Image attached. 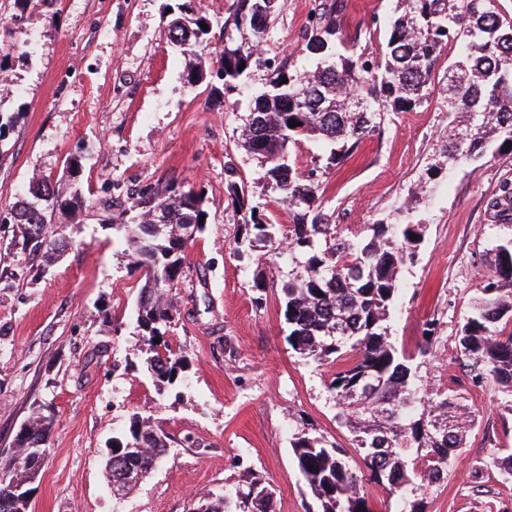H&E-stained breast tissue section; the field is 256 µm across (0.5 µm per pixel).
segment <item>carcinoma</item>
Returning <instances> with one entry per match:
<instances>
[{
	"mask_svg": "<svg viewBox=\"0 0 512 512\" xmlns=\"http://www.w3.org/2000/svg\"><path fill=\"white\" fill-rule=\"evenodd\" d=\"M275 0H236L234 20L224 24L226 45L219 52L215 77L227 92L243 85L259 61ZM213 25L200 11L175 18L168 40L184 56L198 57ZM386 50L380 56L352 54L341 39L342 27L330 6L309 31L306 51L320 60L313 69L279 67L264 89L252 97L250 118L240 133L241 146L265 162L264 178L288 205V260L294 267L282 286L288 343L304 359L336 362L327 385L337 419L352 435L361 458L348 456L314 428L293 435L297 468L318 502V512H376L367 486L377 485L421 512L419 491L444 482L448 468L464 448L466 398L453 388L425 391L416 383V363L427 355L436 322H424L418 352L398 350L389 318L399 296L400 268L413 261L419 225L372 224L369 234H345L324 211L319 185L288 164V144L318 138L332 145L330 160L351 156L387 112H411L427 98L443 56L454 55L442 80L446 112L453 115L445 145L448 168L468 164L494 146L512 154V17L497 0H398L397 12L384 20ZM245 68H240V64ZM296 127H290V124ZM244 208L243 255L275 242L268 223L232 188ZM74 198L64 186L32 182L28 196L14 206L23 242L48 259L60 244L47 236L46 214L64 211ZM203 194L168 185L133 199L137 222L127 225L130 257L145 270L135 310L141 330L139 352L158 394L183 381L185 356L172 349L167 335L173 323V289L184 268L187 224L205 214ZM495 216H512V185H504L490 203ZM492 275L477 289L460 329V364L469 384L481 388L493 380L512 412V238L491 249ZM54 416L35 409L17 433L16 453L0 460V512H29L12 488L39 475ZM112 481L122 496L153 471L168 453V437L137 412L112 438ZM246 489L214 499L201 498L199 512H276L275 489L252 471Z\"/></svg>",
	"mask_w": 512,
	"mask_h": 512,
	"instance_id": "cac0c4a2",
	"label": "carcinoma"
}]
</instances>
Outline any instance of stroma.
Returning <instances> with one entry per match:
<instances>
[{
    "mask_svg": "<svg viewBox=\"0 0 512 512\" xmlns=\"http://www.w3.org/2000/svg\"><path fill=\"white\" fill-rule=\"evenodd\" d=\"M335 5L355 52L380 53L397 0H276L269 34L248 87L215 79L223 23L236 0H39L18 12L0 0V454L32 410L55 423L34 484L30 512H192L200 497L223 495L245 470L276 489V512H317L290 442L300 421L350 448L327 384L336 366L303 360L288 344L281 285L288 278V206L267 185L260 159L240 145L250 90L274 69L316 66L307 34ZM213 21L209 48L194 61L166 38L187 9ZM201 65L208 77L189 85ZM440 86L422 106L388 113L347 161L329 147L290 145L298 173L315 172L333 223L359 233L411 216L421 226L412 264L390 317L398 346L417 351L423 324L437 338L418 370L425 390L454 385L477 418L445 482L421 491L424 512H512V484L498 466L512 448V413L495 383L472 389L456 358L464 313L490 274L488 249L512 238L490 201L512 183V156L486 154L430 175L448 136ZM82 172L79 203L54 212L48 228L65 244L34 257L9 208L32 180L65 182L71 158ZM176 184L202 191L204 229L187 248L168 334L183 351L186 383L159 397L135 352L134 312L145 272L128 256L120 214L132 197ZM244 186L278 234L274 247L238 258L243 212L231 184ZM168 435L162 463L126 498H114L106 444L132 411Z\"/></svg>",
    "mask_w": 512,
    "mask_h": 512,
    "instance_id": "35a3bbf8",
    "label": "stroma"
}]
</instances>
